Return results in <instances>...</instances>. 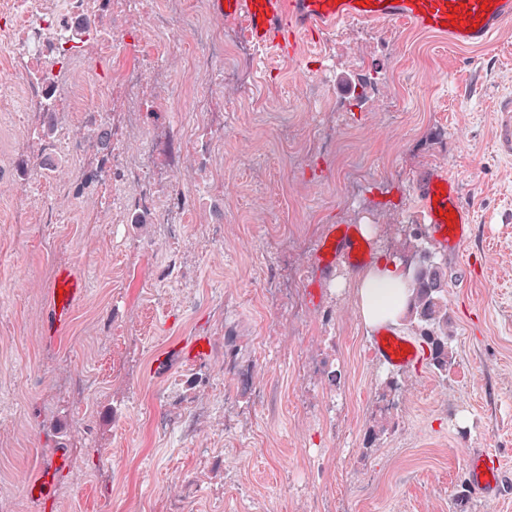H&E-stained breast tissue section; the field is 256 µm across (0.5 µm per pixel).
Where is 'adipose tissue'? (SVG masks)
<instances>
[{
  "mask_svg": "<svg viewBox=\"0 0 512 512\" xmlns=\"http://www.w3.org/2000/svg\"><path fill=\"white\" fill-rule=\"evenodd\" d=\"M409 281L395 263L379 258L358 279L359 311L367 324L397 322L410 311Z\"/></svg>",
  "mask_w": 512,
  "mask_h": 512,
  "instance_id": "ef3b65f1",
  "label": "adipose tissue"
}]
</instances>
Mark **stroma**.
Masks as SVG:
<instances>
[{
	"mask_svg": "<svg viewBox=\"0 0 512 512\" xmlns=\"http://www.w3.org/2000/svg\"><path fill=\"white\" fill-rule=\"evenodd\" d=\"M177 27L155 46L147 108L112 89V122L137 126L129 157L153 150L186 194V224L164 236L128 205L84 220L54 198L61 224H18L22 144L0 127V512H512V158L497 155L492 111L512 94V23L493 48L464 53L400 23H344L293 57L225 51L224 184L209 192L179 134L194 82ZM439 166L474 210L462 255L433 238L447 286V376L396 369L372 353L356 270L338 262L320 307L306 275L328 226L364 228L374 256L404 265L419 245L413 183ZM222 232L207 244L202 232ZM89 279L67 333L41 334L56 266ZM204 337L207 358L153 362ZM66 447L54 495L25 483ZM505 469L500 497L464 479L469 452Z\"/></svg>",
	"mask_w": 512,
	"mask_h": 512,
	"instance_id": "stroma-1",
	"label": "stroma"
}]
</instances>
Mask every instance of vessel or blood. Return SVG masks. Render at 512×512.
<instances>
[{
  "mask_svg": "<svg viewBox=\"0 0 512 512\" xmlns=\"http://www.w3.org/2000/svg\"><path fill=\"white\" fill-rule=\"evenodd\" d=\"M213 13L241 26L244 38L259 48L283 49L282 39L319 35L352 20L372 25L381 21L401 22L436 36L447 38L458 50L491 46L505 23L512 21V0H211ZM494 144L497 152L512 157V94L497 99L494 109ZM419 203V219L427 224L443 248L461 252L471 236L472 214L461 203L458 181L444 169H422L414 183ZM318 276L308 283L312 302H319L321 278L330 275L337 261L361 265L371 258V249L356 225L338 224L320 239L317 249ZM87 291L85 273L71 264L59 265L49 286L46 334L60 336ZM206 339L194 338L174 343L161 354L157 367L171 360L185 364L203 360L209 353ZM374 354L388 365L406 368L418 363L422 349L411 337L383 325L372 336ZM66 449L60 448L44 460L37 473L26 482L33 502L48 500L59 473L68 465ZM504 476L496 454L473 449L466 466V484L483 497H498Z\"/></svg>",
  "mask_w": 512,
  "mask_h": 512,
  "instance_id": "b4317fda",
  "label": "vessel or blood"
}]
</instances>
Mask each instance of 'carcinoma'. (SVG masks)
I'll list each match as a JSON object with an SVG mask.
<instances>
[{
	"label": "carcinoma",
	"instance_id": "cac0c4a2",
	"mask_svg": "<svg viewBox=\"0 0 512 512\" xmlns=\"http://www.w3.org/2000/svg\"><path fill=\"white\" fill-rule=\"evenodd\" d=\"M412 315L421 341L429 349L431 365L440 372L448 371V311L441 288L440 267L427 247L419 250V261L413 272Z\"/></svg>",
	"mask_w": 512,
	"mask_h": 512
}]
</instances>
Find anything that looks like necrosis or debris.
I'll use <instances>...</instances> for the list:
<instances>
[{
    "instance_id": "necrosis-or-debris-1",
    "label": "necrosis or debris",
    "mask_w": 512,
    "mask_h": 512,
    "mask_svg": "<svg viewBox=\"0 0 512 512\" xmlns=\"http://www.w3.org/2000/svg\"><path fill=\"white\" fill-rule=\"evenodd\" d=\"M182 2L185 15L200 23L208 0ZM147 7L148 0H0V60L10 68L9 75H0V125L19 124L42 136L39 150L20 154V169L31 189L24 203V223L61 220L51 199L41 193L42 155L82 154L83 166L61 185V193L79 203L106 206L116 224L134 198L155 208L159 224H180L183 201L159 175L152 152L126 159L108 111L91 104L95 98L111 99L116 80L127 86L130 96H137L145 70L159 76L167 73L165 59L155 54L146 65L122 67L94 81L75 71L77 60L85 54L109 59L121 51L122 36L105 27V20ZM198 36L199 47L187 58L191 75L206 73L214 53L224 49L223 29L200 23ZM75 114L84 129L79 137L71 129ZM220 123L209 88L198 86L186 123L185 145L203 156L217 188L224 182V151L203 134Z\"/></svg>"
}]
</instances>
